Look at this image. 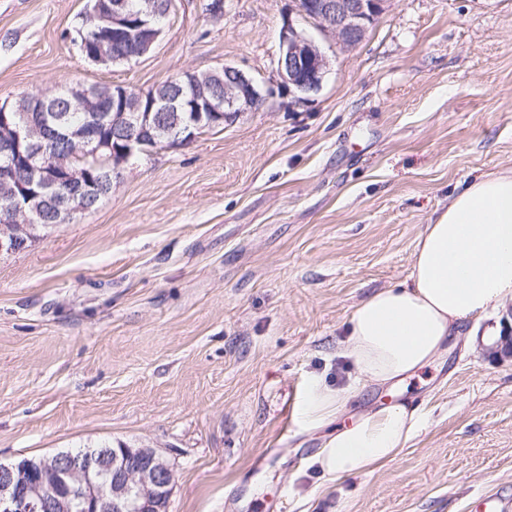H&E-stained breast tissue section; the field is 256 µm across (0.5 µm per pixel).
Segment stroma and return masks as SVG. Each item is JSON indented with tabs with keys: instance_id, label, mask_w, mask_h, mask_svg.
Masks as SVG:
<instances>
[{
	"instance_id": "stroma-1",
	"label": "stroma",
	"mask_w": 512,
	"mask_h": 512,
	"mask_svg": "<svg viewBox=\"0 0 512 512\" xmlns=\"http://www.w3.org/2000/svg\"><path fill=\"white\" fill-rule=\"evenodd\" d=\"M173 0L145 56L87 62L88 0H0V104L63 86L146 90L234 65L267 82L289 0ZM305 104L270 99L187 145L129 161L96 209L0 254V462L102 444L155 449L167 512H484L512 497V358L486 345L512 302L468 322L401 384L398 457L331 480L308 380L342 385L356 305L407 280L418 234L457 187L512 170V0H387Z\"/></svg>"
}]
</instances>
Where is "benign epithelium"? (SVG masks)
I'll return each instance as SVG.
<instances>
[{
    "label": "benign epithelium",
    "mask_w": 512,
    "mask_h": 512,
    "mask_svg": "<svg viewBox=\"0 0 512 512\" xmlns=\"http://www.w3.org/2000/svg\"><path fill=\"white\" fill-rule=\"evenodd\" d=\"M142 7L133 17L125 13L123 0H91V7L83 16L85 28L99 34L104 30L112 39L133 45L131 57L148 54L158 41L161 31L156 29V17L163 11L161 0H141ZM386 0H295V13L283 20L280 31L279 54L275 75L261 85L240 68L226 64L207 74L200 82L198 75L184 71L194 87V111L206 115L207 125L233 123L246 112L259 111L274 95H290L303 102L319 93L328 73V57L306 27L322 36L332 38L346 48L363 40L384 11ZM136 96L147 99L148 114L134 118L123 117L115 128L122 132L121 154L129 159L157 148L156 137L149 124V113L157 103L155 95L135 92L124 85H112L95 96L81 88L72 93L77 110L100 112L112 108L127 112L128 101ZM0 111V126L11 131L8 139L0 141V153L10 155L21 147L30 154L29 164L40 175L36 183L40 191L25 194L27 201L43 198L52 209L56 223L67 224L79 213L89 210L88 203L112 192L120 182L123 162H110L108 172L92 178L77 167L46 158L41 142L34 139L36 127L21 125ZM23 182L14 167L0 168V193L9 198L15 211V221L27 218L26 204L17 190L34 185ZM61 185L66 194L47 195L42 189ZM30 224H21L18 230H0V253H13L22 248L18 233L29 232ZM49 483L53 494L41 495L39 488ZM173 472L166 461L152 448H111L95 451L67 452L45 457L39 464L27 458L0 463V512H71L74 500H79L83 512H163L169 502Z\"/></svg>",
    "instance_id": "obj_1"
}]
</instances>
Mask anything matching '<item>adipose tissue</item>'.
I'll return each mask as SVG.
<instances>
[{
	"instance_id": "adipose-tissue-1",
	"label": "adipose tissue",
	"mask_w": 512,
	"mask_h": 512,
	"mask_svg": "<svg viewBox=\"0 0 512 512\" xmlns=\"http://www.w3.org/2000/svg\"><path fill=\"white\" fill-rule=\"evenodd\" d=\"M512 301V170L466 184L419 234L407 280L360 301L341 356L357 380L332 386L312 377L300 414L325 430L311 463L322 475L347 478L394 460L416 435L424 414L405 402L369 410L341 424L358 379L385 384L431 363L466 321Z\"/></svg>"
}]
</instances>
